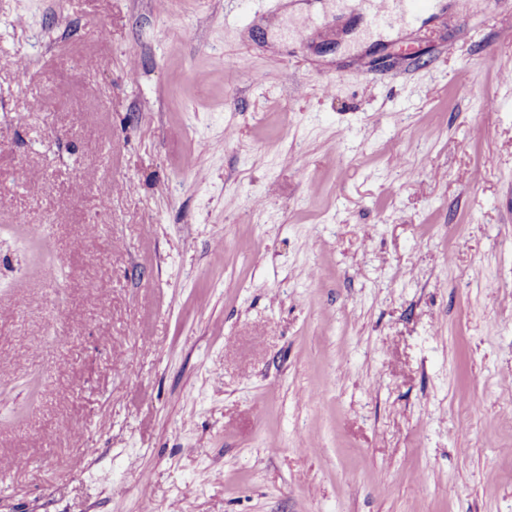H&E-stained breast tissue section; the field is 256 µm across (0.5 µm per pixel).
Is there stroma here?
I'll return each instance as SVG.
<instances>
[{
  "label": "stroma",
  "instance_id": "obj_1",
  "mask_svg": "<svg viewBox=\"0 0 512 512\" xmlns=\"http://www.w3.org/2000/svg\"><path fill=\"white\" fill-rule=\"evenodd\" d=\"M471 8L0 0V512H512V13ZM360 8L374 29H396L434 8V0H361Z\"/></svg>",
  "mask_w": 512,
  "mask_h": 512
}]
</instances>
